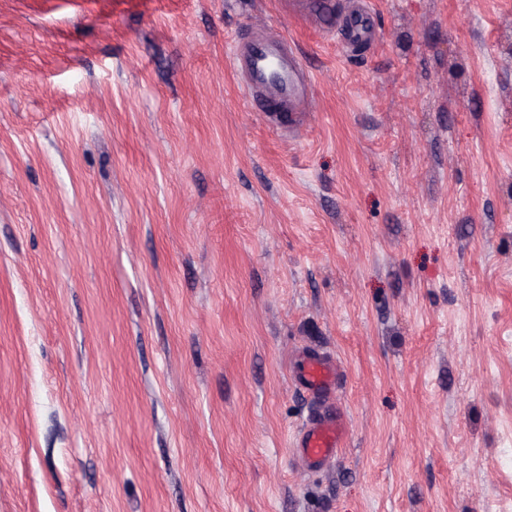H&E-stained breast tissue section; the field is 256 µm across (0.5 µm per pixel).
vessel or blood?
<instances>
[{"label":"vessel or blood","instance_id":"obj_1","mask_svg":"<svg viewBox=\"0 0 512 512\" xmlns=\"http://www.w3.org/2000/svg\"><path fill=\"white\" fill-rule=\"evenodd\" d=\"M300 15L317 18L325 32L335 28V0H289ZM243 54L232 55V67L244 71V88L252 109L258 112L289 114L298 119L310 111L312 77L288 39L251 30L243 37ZM338 368L328 356L314 354L302 366L299 385L320 408L300 427L294 448L299 460L312 471L329 467L339 456L346 437L344 414L327 406L335 388Z\"/></svg>","mask_w":512,"mask_h":512}]
</instances>
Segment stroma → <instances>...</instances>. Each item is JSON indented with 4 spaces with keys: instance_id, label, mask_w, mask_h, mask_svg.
<instances>
[{
    "instance_id": "35a3bbf8",
    "label": "stroma",
    "mask_w": 512,
    "mask_h": 512,
    "mask_svg": "<svg viewBox=\"0 0 512 512\" xmlns=\"http://www.w3.org/2000/svg\"><path fill=\"white\" fill-rule=\"evenodd\" d=\"M286 2L0 0V512H512V0L351 49ZM258 19L291 134L225 65ZM251 26L241 39L244 52L235 47L231 66L244 71V88L248 102L257 112L290 114L297 121L301 113L310 112L313 99L312 77L288 38L268 35ZM337 375V364L331 357L313 354L302 365L299 385L310 400L326 402L335 388ZM345 437L344 414L324 405L301 425L294 443L295 452L309 470H323L336 461Z\"/></svg>"
}]
</instances>
